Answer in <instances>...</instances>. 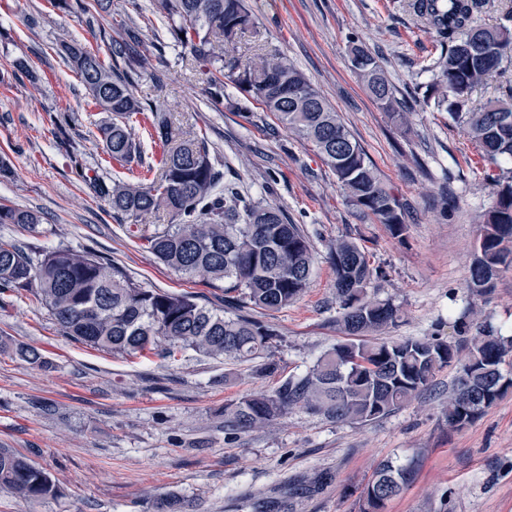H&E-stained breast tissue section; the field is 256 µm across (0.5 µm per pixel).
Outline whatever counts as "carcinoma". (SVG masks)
<instances>
[{"mask_svg":"<svg viewBox=\"0 0 512 512\" xmlns=\"http://www.w3.org/2000/svg\"><path fill=\"white\" fill-rule=\"evenodd\" d=\"M61 11L86 16L98 30L92 49L77 39L63 41L59 56L80 79L90 103L111 117L99 126L104 161L127 171L105 180L82 174L117 218L138 222L162 212L170 223L143 237L145 248L170 270L188 278L224 282V302L235 312L198 304L188 294L147 288L91 250L57 248L32 253L0 239V293L31 294L54 318L61 332L92 348L116 355L192 350L211 358L250 361L264 357L275 331L255 312L274 311L296 301L309 284L314 248L301 225L288 222L270 203L248 200L230 188L210 158L204 135H187L165 112L154 109L135 87L148 75L149 59L141 27L139 0H50ZM488 0H407V7L434 34L442 51L424 103L448 112L465 130L483 159L495 165L493 201L480 216V238L469 267L468 288L482 296L495 288L499 274L512 267V87L502 96L470 106L471 95L503 61L512 59V26L486 24L477 15ZM153 13L167 21L181 58L199 71L211 99L221 104L231 84L250 104L272 113L302 144L312 145L336 176L346 203L374 217L396 238L403 235L406 205L381 178L376 166L340 115L288 58L257 59L237 54L248 33L257 34L247 0H153ZM111 28H95L103 16ZM352 69L373 101L398 121L395 87L377 57L351 42ZM139 118L159 149L152 177L134 173L143 166L142 144L131 119ZM41 216L0 204V224L31 229ZM335 275L339 323L352 339L336 344L306 375L288 378L271 393L256 392L224 405V421L235 429H261L303 406L331 419L366 423L387 416L427 388L438 372L454 367L456 391L448 396V426L461 429L512 390L502 365L512 340L477 336L460 347L430 337L387 341L376 334L395 324L399 309L368 293L381 271L364 248L341 237L328 247ZM13 353L40 370L53 368L41 351L15 344ZM412 477L404 467L382 464L364 491L360 512H383L384 499L398 496ZM0 489L31 499L54 497L51 476L29 458L0 448Z\"/></svg>","mask_w":512,"mask_h":512,"instance_id":"carcinoma-1","label":"carcinoma"}]
</instances>
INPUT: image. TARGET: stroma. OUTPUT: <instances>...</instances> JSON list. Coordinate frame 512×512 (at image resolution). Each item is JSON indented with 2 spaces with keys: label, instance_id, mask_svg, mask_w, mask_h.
Masks as SVG:
<instances>
[{
  "label": "stroma",
  "instance_id": "stroma-1",
  "mask_svg": "<svg viewBox=\"0 0 512 512\" xmlns=\"http://www.w3.org/2000/svg\"><path fill=\"white\" fill-rule=\"evenodd\" d=\"M249 4L261 36L244 37L239 55L276 52L305 73L406 203V231L393 237L347 206L314 148L291 139L271 113L209 104L200 75L177 62L163 22L142 23L160 79L140 82L138 96L183 131L206 134L217 169L242 194L276 204L303 225L316 251L310 284L293 304L263 314L277 332L270 354L279 364L263 378L253 363L190 350L167 359L97 350L62 336L31 295L0 293V340L33 345L54 364L43 372L0 349V447L26 455L60 488L46 499L2 489L0 512H157L162 494L192 512H359L364 489L388 461L413 477L385 512H512V392L464 428H449L452 367L399 410L366 424L295 407L265 429L225 427V403L304 376L342 340L327 259L339 237L355 238L384 272L370 293L400 310L386 338L512 336V268L488 295L468 288L476 217L492 202L494 168L447 113L421 99L440 53L432 34L403 0ZM38 10L46 20L28 30L24 16ZM64 37L92 35L78 14L51 9L47 0H0V156L13 169L0 178V203L41 217L32 231L0 224V238L42 250L90 249L146 287L222 306V283L184 279L144 247L142 235L166 223L165 214L118 220L78 177L103 157L97 125L105 115L87 104L79 78L57 55ZM354 39L379 57L406 103V125L380 109L353 72ZM19 59L39 82L16 68ZM57 117L63 128L55 127ZM444 186L454 197L445 210Z\"/></svg>",
  "mask_w": 512,
  "mask_h": 512
}]
</instances>
